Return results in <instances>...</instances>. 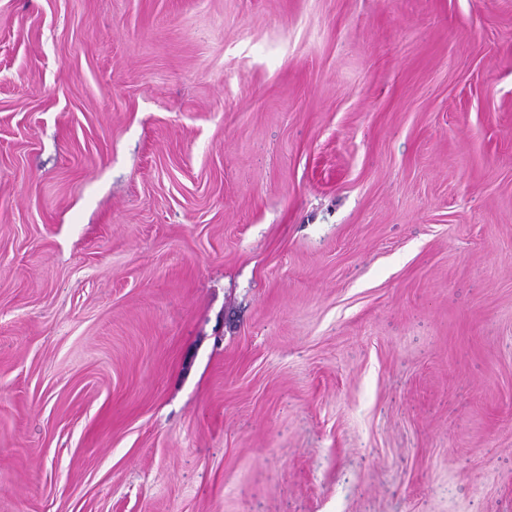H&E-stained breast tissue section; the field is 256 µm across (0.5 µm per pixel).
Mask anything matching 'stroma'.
Instances as JSON below:
<instances>
[{"label":"stroma","instance_id":"stroma-1","mask_svg":"<svg viewBox=\"0 0 512 512\" xmlns=\"http://www.w3.org/2000/svg\"><path fill=\"white\" fill-rule=\"evenodd\" d=\"M0 512H512V0H0Z\"/></svg>","mask_w":512,"mask_h":512}]
</instances>
